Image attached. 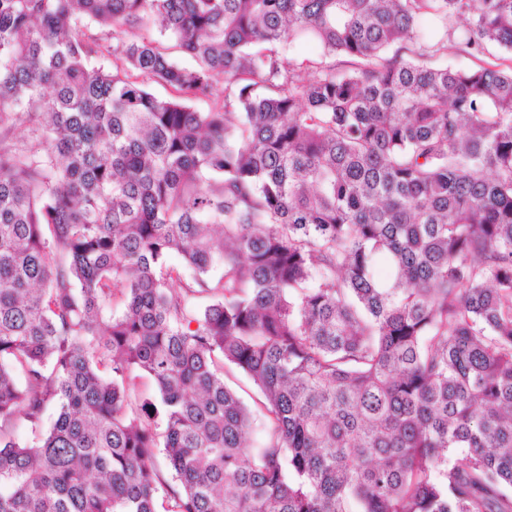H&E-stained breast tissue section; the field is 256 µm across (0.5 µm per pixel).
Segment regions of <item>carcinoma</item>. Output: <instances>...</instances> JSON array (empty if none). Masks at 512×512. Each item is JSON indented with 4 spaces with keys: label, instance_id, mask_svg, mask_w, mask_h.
I'll return each mask as SVG.
<instances>
[{
    "label": "carcinoma",
    "instance_id": "cac0c4a2",
    "mask_svg": "<svg viewBox=\"0 0 512 512\" xmlns=\"http://www.w3.org/2000/svg\"><path fill=\"white\" fill-rule=\"evenodd\" d=\"M450 42L512 54V0H0L33 135L0 147V512H512V57ZM507 56L506 53L500 52L495 48H490L489 52L485 55H480L479 58L466 53L462 49L448 46V55L439 59L438 64L460 68H474L483 61H496L497 58ZM224 379L229 385H232L240 391L245 401L254 410V419L250 429L249 443L252 446H257L262 441L266 433L268 423L265 412L260 410L254 402L257 398V393L247 379L236 370L228 368L224 369Z\"/></svg>",
    "mask_w": 512,
    "mask_h": 512
}]
</instances>
